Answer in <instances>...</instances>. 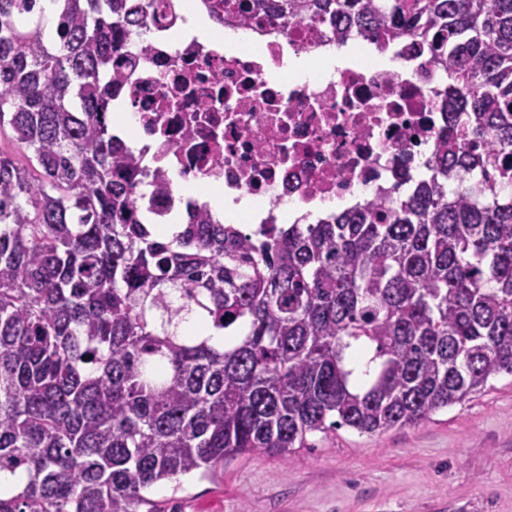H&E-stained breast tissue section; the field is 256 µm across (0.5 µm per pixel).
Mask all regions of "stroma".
<instances>
[{"instance_id":"35a3bbf8","label":"stroma","mask_w":512,"mask_h":512,"mask_svg":"<svg viewBox=\"0 0 512 512\" xmlns=\"http://www.w3.org/2000/svg\"><path fill=\"white\" fill-rule=\"evenodd\" d=\"M289 460L254 453L161 481V512H512V376L419 424L341 427Z\"/></svg>"}]
</instances>
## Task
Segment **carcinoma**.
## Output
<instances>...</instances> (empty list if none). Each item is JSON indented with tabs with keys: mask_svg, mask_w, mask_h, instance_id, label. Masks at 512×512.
Segmentation results:
<instances>
[{
	"mask_svg": "<svg viewBox=\"0 0 512 512\" xmlns=\"http://www.w3.org/2000/svg\"><path fill=\"white\" fill-rule=\"evenodd\" d=\"M0 0V512H157L144 492L308 436L416 425L512 375V0H219L448 72L431 174L387 210L155 238L112 137L126 0ZM199 313L224 346L181 336ZM372 350L360 374L353 352ZM147 510H142V507Z\"/></svg>",
	"mask_w": 512,
	"mask_h": 512,
	"instance_id": "cac0c4a2",
	"label": "carcinoma"
}]
</instances>
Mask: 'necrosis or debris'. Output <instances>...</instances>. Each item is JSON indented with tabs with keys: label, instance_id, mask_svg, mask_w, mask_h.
<instances>
[{
	"label": "necrosis or debris",
	"instance_id": "1",
	"mask_svg": "<svg viewBox=\"0 0 512 512\" xmlns=\"http://www.w3.org/2000/svg\"><path fill=\"white\" fill-rule=\"evenodd\" d=\"M185 0H128L124 49L113 55L112 111L144 140L125 159L140 175V211L154 224L183 212L186 183L225 198L266 203L242 212L238 232L287 224L284 203H332L334 212L400 192L445 135L442 66L423 45H394L401 68L353 54L328 80L303 81L293 63L337 46L334 29L306 22L227 16L198 0L221 38L173 35ZM237 40L229 41L225 32Z\"/></svg>",
	"mask_w": 512,
	"mask_h": 512
}]
</instances>
